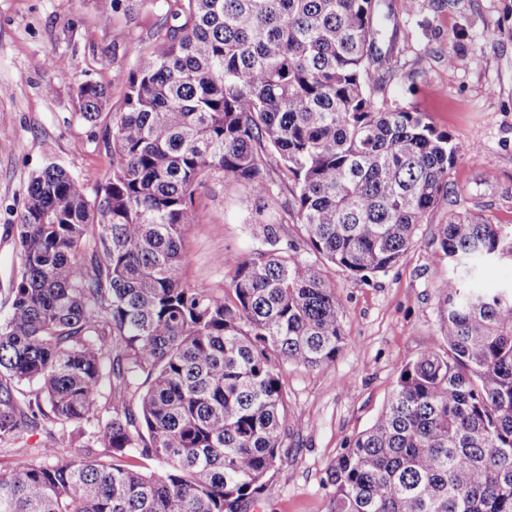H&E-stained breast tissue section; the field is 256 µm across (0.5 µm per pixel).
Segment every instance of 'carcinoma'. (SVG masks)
<instances>
[{
  "mask_svg": "<svg viewBox=\"0 0 512 512\" xmlns=\"http://www.w3.org/2000/svg\"><path fill=\"white\" fill-rule=\"evenodd\" d=\"M177 24L140 52L104 138L94 193L63 167L30 179L0 319V442L49 421L88 425L98 456L0 472V512H249L274 491L287 365L317 368L345 334L332 263L394 267L448 205L446 132L371 94L378 0H166ZM95 124L107 102L79 86ZM222 173L267 195L292 183L301 236L235 263L227 296L182 280L195 191ZM444 351L405 357L373 424L327 472L328 512H512V284L478 263L512 258V225L484 210L438 225ZM141 381L137 401L130 392ZM107 414L106 421L100 420ZM162 464L146 472L129 450ZM512 281V262L504 261L488 264L481 268L479 285L481 288H501Z\"/></svg>",
  "mask_w": 512,
  "mask_h": 512,
  "instance_id": "carcinoma-1",
  "label": "carcinoma"
}]
</instances>
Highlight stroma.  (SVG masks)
I'll list each match as a JSON object with an SVG mask.
<instances>
[{
	"instance_id": "stroma-1",
	"label": "stroma",
	"mask_w": 512,
	"mask_h": 512,
	"mask_svg": "<svg viewBox=\"0 0 512 512\" xmlns=\"http://www.w3.org/2000/svg\"><path fill=\"white\" fill-rule=\"evenodd\" d=\"M376 48L388 58L372 89L388 107H412L448 132L459 159L450 175L451 205L423 225L418 244L387 272L368 280L326 265L341 301L345 345L333 362L289 365V416L274 492L259 512H327L326 473L389 398L401 361L442 350L436 284L448 272L432 261L433 226L449 214L481 208L512 224V0H381ZM172 23L164 0H0V289L17 264L15 225L31 176L55 163L96 189L110 170L103 125L86 122L75 96L86 81L104 86L120 110L124 82L139 52ZM67 62L56 73V57ZM286 187L257 199L216 174L195 192L196 222L185 241L184 282L228 293L233 259L267 248L263 224L281 240L298 237ZM306 428H298V421Z\"/></svg>"
}]
</instances>
